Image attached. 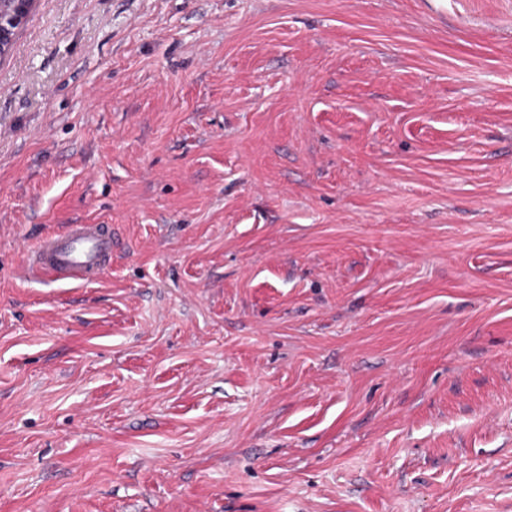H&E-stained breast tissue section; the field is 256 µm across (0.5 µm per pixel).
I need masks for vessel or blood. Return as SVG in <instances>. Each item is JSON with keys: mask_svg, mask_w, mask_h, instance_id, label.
Listing matches in <instances>:
<instances>
[{"mask_svg": "<svg viewBox=\"0 0 512 512\" xmlns=\"http://www.w3.org/2000/svg\"><path fill=\"white\" fill-rule=\"evenodd\" d=\"M111 260V225L71 224L63 233L37 243L28 255L25 271L89 284L103 278Z\"/></svg>", "mask_w": 512, "mask_h": 512, "instance_id": "vessel-or-blood-1", "label": "vessel or blood"}]
</instances>
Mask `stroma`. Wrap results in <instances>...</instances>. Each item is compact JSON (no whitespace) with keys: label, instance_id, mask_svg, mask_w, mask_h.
<instances>
[{"label":"stroma","instance_id":"stroma-1","mask_svg":"<svg viewBox=\"0 0 512 512\" xmlns=\"http://www.w3.org/2000/svg\"><path fill=\"white\" fill-rule=\"evenodd\" d=\"M0 512H512V0H36ZM111 260V225L69 224L63 233L37 243L29 252L24 271L89 284L103 278Z\"/></svg>","mask_w":512,"mask_h":512}]
</instances>
